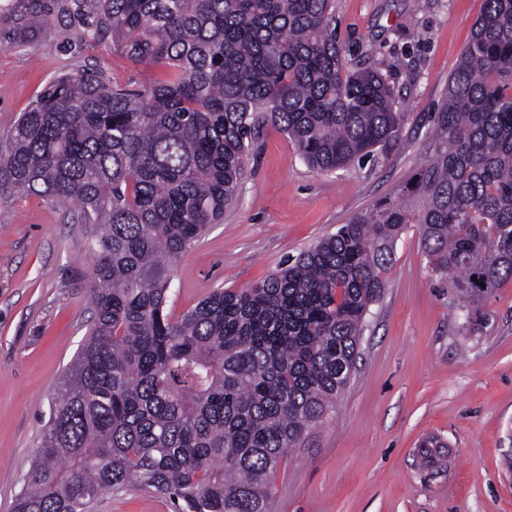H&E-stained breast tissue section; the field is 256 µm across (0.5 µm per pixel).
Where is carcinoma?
Instances as JSON below:
<instances>
[{"mask_svg": "<svg viewBox=\"0 0 512 512\" xmlns=\"http://www.w3.org/2000/svg\"><path fill=\"white\" fill-rule=\"evenodd\" d=\"M334 0H9L0 47L51 28L158 68L51 81L0 142V192L77 206L95 227L87 339L49 407L15 512H89L137 484L172 512H270L273 478L350 384L405 227L478 330L512 279V0H482L405 201L355 214L262 281L174 319L175 265L274 127L317 172L395 140L376 69L351 65Z\"/></svg>", "mask_w": 512, "mask_h": 512, "instance_id": "cac0c4a2", "label": "carcinoma"}]
</instances>
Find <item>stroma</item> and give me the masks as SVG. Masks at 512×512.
<instances>
[{"label": "stroma", "mask_w": 512, "mask_h": 512, "mask_svg": "<svg viewBox=\"0 0 512 512\" xmlns=\"http://www.w3.org/2000/svg\"><path fill=\"white\" fill-rule=\"evenodd\" d=\"M481 0H335L347 59L381 70L403 114L373 156L320 174L275 128L261 132L220 223L181 258L168 310L243 288L358 212L398 198L427 159L434 114ZM143 82L153 69L111 42L48 30L0 49V140L47 83L84 68ZM89 225L50 199L0 195V512H14L48 407L88 333ZM466 313L432 273L419 229L399 238L387 287L367 317L357 369L322 424L279 466L272 512H512V280ZM92 512H171L153 491L105 492Z\"/></svg>", "instance_id": "obj_1"}]
</instances>
